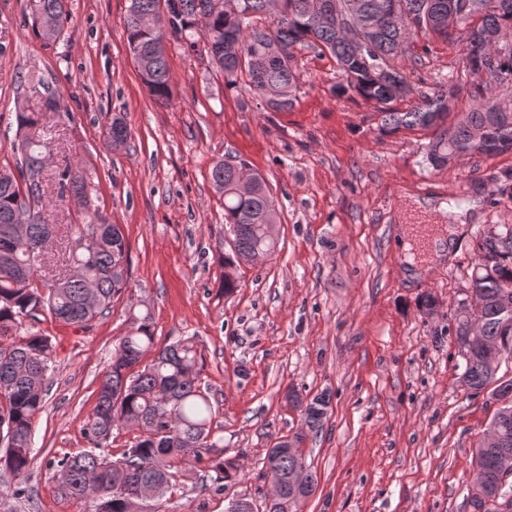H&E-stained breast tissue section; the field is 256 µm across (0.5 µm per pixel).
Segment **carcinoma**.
<instances>
[{"label":"carcinoma","mask_w":512,"mask_h":512,"mask_svg":"<svg viewBox=\"0 0 512 512\" xmlns=\"http://www.w3.org/2000/svg\"><path fill=\"white\" fill-rule=\"evenodd\" d=\"M164 0H131L127 12L128 52L150 97L159 104L173 98V77L167 64V45L176 41L189 51L204 45L213 65L224 73V83H244L264 108L274 112L293 106L299 90L296 49L329 53L341 77L338 91L352 93L377 104L378 131L395 134L419 126L431 131L426 158L435 168L448 166V156L460 160L475 156L512 153V50L492 49L488 34L512 29V0H461L465 24L462 60L469 76L467 106L458 111L459 99L447 104V88L424 91L411 84L396 61L410 51L413 37L421 34L442 41L448 32L437 24L448 13V0H399V15L377 23L379 6L386 0H335L340 12L331 23L308 11L309 0H280V11L265 23L269 0H248L250 9L238 14L210 12L206 29H196L197 16L211 0H177L179 8L165 22V31L151 30L142 20L160 13ZM33 23L54 22L62 35L68 19L65 0H30ZM272 40L288 46L281 57L267 55ZM416 99L405 112L397 104ZM113 149L130 146L131 135L122 119L112 117ZM47 146L28 137L21 140L14 165L0 168V470L15 479L25 478L35 459L32 425L43 410L48 370L55 351L47 336L22 327V319L47 312L67 326L86 329L110 312L112 302L129 282V244L120 225L112 224L93 206L84 210L83 223L72 226L75 247L64 267L46 281L33 279L54 239L56 225L43 216ZM220 160L211 170L215 190L224 197V228L232 244L225 256L224 293L239 287L238 266L256 254L270 258L278 241L264 225L279 223L275 201L263 177L248 192L237 191L238 170ZM57 200L88 195L82 174L67 165L56 178ZM498 238L479 237L475 266L468 288L481 300L479 341L465 347L463 378L479 393L494 386L492 398L500 403L487 431L498 432L508 447L496 448L482 440L474 448L473 464L485 476L482 495H471L475 512L499 499L512 479V380L497 377L499 367L484 358L482 347L495 343L501 360L512 361V224L501 225ZM81 271L76 277L71 269ZM467 314L456 302L448 332L466 335ZM111 371L99 386L97 404L88 421L91 447L49 464L60 475L63 493L89 504L88 512H154L149 501L136 496L139 487L151 486L163 497L176 469L191 449L210 448L216 408L202 387L203 359L190 338L157 346L151 313H131L130 329L112 351ZM287 399L301 408L306 429L323 426L330 396L321 394L303 402L293 393ZM137 432L121 457L107 460L102 440L113 429ZM267 475L286 479L303 470L315 490L317 476L305 456H290L279 447L269 449ZM211 468L228 481L238 477L240 464L222 457ZM292 488L284 485L281 499L267 502L264 512H293Z\"/></svg>","instance_id":"1"}]
</instances>
